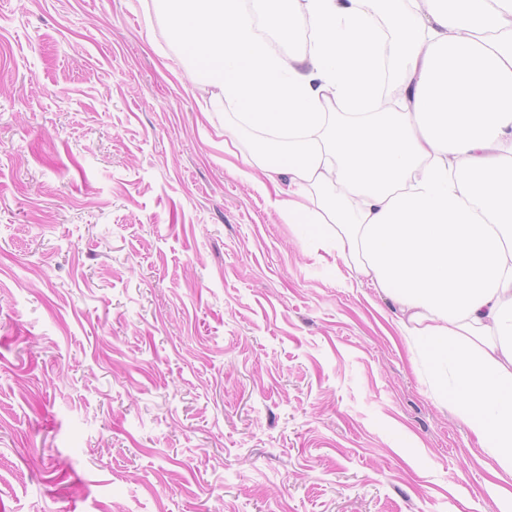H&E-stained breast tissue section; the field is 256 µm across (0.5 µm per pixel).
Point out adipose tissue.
<instances>
[{
    "label": "adipose tissue",
    "instance_id": "adipose-tissue-1",
    "mask_svg": "<svg viewBox=\"0 0 512 512\" xmlns=\"http://www.w3.org/2000/svg\"><path fill=\"white\" fill-rule=\"evenodd\" d=\"M267 2L169 0L174 34L289 223L335 225L512 473V0H285L309 24L286 61L256 31Z\"/></svg>",
    "mask_w": 512,
    "mask_h": 512
}]
</instances>
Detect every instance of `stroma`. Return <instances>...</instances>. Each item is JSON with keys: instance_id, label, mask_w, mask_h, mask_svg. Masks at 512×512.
Segmentation results:
<instances>
[{"instance_id": "obj_1", "label": "stroma", "mask_w": 512, "mask_h": 512, "mask_svg": "<svg viewBox=\"0 0 512 512\" xmlns=\"http://www.w3.org/2000/svg\"><path fill=\"white\" fill-rule=\"evenodd\" d=\"M199 65L164 0H0V512H500Z\"/></svg>"}]
</instances>
